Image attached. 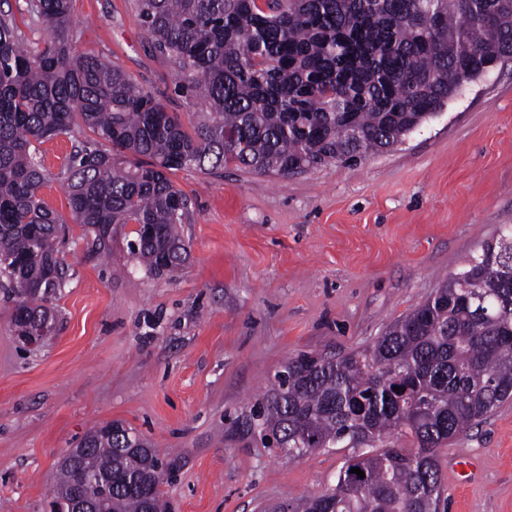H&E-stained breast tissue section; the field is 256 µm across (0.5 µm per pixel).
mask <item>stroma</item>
Here are the masks:
<instances>
[{
  "label": "stroma",
  "instance_id": "1",
  "mask_svg": "<svg viewBox=\"0 0 512 512\" xmlns=\"http://www.w3.org/2000/svg\"><path fill=\"white\" fill-rule=\"evenodd\" d=\"M78 52L119 66L183 122L202 111L155 52L136 0H71ZM82 133L37 146L41 197L66 222L58 320L24 345L0 292V512H48L57 466L119 420L176 454L169 512H261L330 488L352 451L283 457L242 417L289 358L342 356L423 304L512 224V58L385 152L288 178L235 165L170 178L190 258L146 274L124 230L101 258L72 222L61 170ZM440 512H512V402L442 448Z\"/></svg>",
  "mask_w": 512,
  "mask_h": 512
}]
</instances>
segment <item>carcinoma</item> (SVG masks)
Listing matches in <instances>:
<instances>
[{
	"label": "carcinoma",
	"mask_w": 512,
	"mask_h": 512,
	"mask_svg": "<svg viewBox=\"0 0 512 512\" xmlns=\"http://www.w3.org/2000/svg\"><path fill=\"white\" fill-rule=\"evenodd\" d=\"M71 0H26L50 32L40 45L0 11V278L19 336L55 324L47 295L64 287L65 225L39 191L51 179L36 144L89 130L63 168L75 223L101 252L112 225L155 275L187 259V197L169 173L233 163L286 178L355 162L400 143L466 85L512 57V0H137L141 26L206 106L185 126L117 65L74 51ZM512 401V224L481 244L428 300L363 349L299 355L250 406L261 441L295 459L363 448L325 492L272 512H439V452ZM122 428L85 434L76 473L139 472L154 489L175 461ZM403 438L411 442L405 448ZM359 468L360 477L351 472ZM105 512H142L141 492L97 486Z\"/></svg>",
	"instance_id": "obj_1"
}]
</instances>
